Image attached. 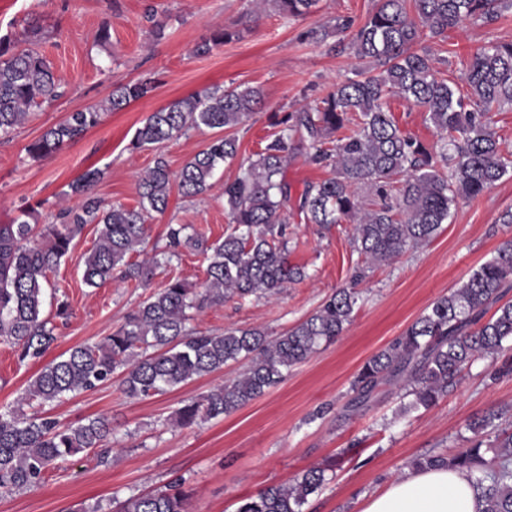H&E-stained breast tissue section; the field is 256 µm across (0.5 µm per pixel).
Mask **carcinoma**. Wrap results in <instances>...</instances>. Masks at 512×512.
<instances>
[{
  "label": "carcinoma",
  "instance_id": "carcinoma-1",
  "mask_svg": "<svg viewBox=\"0 0 512 512\" xmlns=\"http://www.w3.org/2000/svg\"><path fill=\"white\" fill-rule=\"evenodd\" d=\"M319 0H253L250 19L272 8L287 17H303ZM512 8V0H377L365 21L336 18L334 29H354L349 45L327 44V52L351 49L367 62L353 76L313 104L284 112L279 131L264 148L240 164L239 174L224 182V207L232 232L215 242L204 233H187L170 224L168 250L148 262L129 261L144 242L151 213L164 212L172 185L184 198L212 187L216 168L240 153L236 129L261 109L258 88H206L151 113L136 129L135 149L156 148L206 127L224 132L172 173L163 154L138 180L139 204L108 203L91 194L104 171L92 168L71 185L82 197L59 213L61 223L42 228L22 216L0 224V343L16 347L23 358H40L56 341L42 317L48 273L74 250V240L88 224L98 227L93 247L78 256L83 282L97 288L118 279L149 282L157 268L181 248H191L206 262L199 290L180 278L141 302L112 335L92 345L75 346L44 366L30 382L25 400L39 405L61 401L77 391L98 388L120 371L129 398L148 397L211 374L229 361H247L239 378L214 388L177 411L190 426L228 415L279 384L284 371L303 362L342 335L358 303L354 285L365 277L356 268L351 288H339L309 317L279 336L260 328H226L221 334L189 326L191 311L234 298L274 296L309 277L306 267L288 260L286 224L291 187L285 179L288 159L303 149L307 157L330 168L331 176L308 184L297 211L309 224L353 225V241L366 263H385L409 249L430 243L460 199H474L512 174V151L494 127V107L512 105V43H493L475 53L460 79L466 93L433 66L431 50L416 49L423 40H444L448 29L467 21L491 23ZM248 26H226L202 43L213 47L239 40ZM150 77L116 86L108 100L76 110L48 127L28 145L33 159L49 156L98 126L108 112L148 97ZM62 96L61 83L47 58L29 47L0 39V136L9 135L34 107ZM398 96L424 108V121L439 137L429 151L403 133L388 109ZM512 242L482 263L459 288L434 301L400 336L368 358L351 383L348 407L364 406L383 383L402 379L412 400L404 413L429 408L459 382L478 358H495L512 342ZM497 309L484 319L492 305ZM152 353H147L148 349ZM495 414L469 424V446L452 455L434 454L414 461L423 469L445 465L479 473L475 480L480 512H512V431L484 444L496 428ZM111 422L101 416L61 423L28 417L22 408L0 412V493L20 492L39 484L46 471L81 452L109 453ZM327 466L304 470L287 484L272 485L243 500L237 512H302L310 495L326 482ZM189 494L171 486L112 501L113 512H187Z\"/></svg>",
  "mask_w": 512,
  "mask_h": 512
}]
</instances>
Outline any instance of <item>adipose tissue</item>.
<instances>
[{
    "label": "adipose tissue",
    "instance_id": "adipose-tissue-1",
    "mask_svg": "<svg viewBox=\"0 0 512 512\" xmlns=\"http://www.w3.org/2000/svg\"><path fill=\"white\" fill-rule=\"evenodd\" d=\"M362 512H479V503L468 472L434 466L406 472L365 497Z\"/></svg>",
    "mask_w": 512,
    "mask_h": 512
}]
</instances>
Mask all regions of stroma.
I'll return each mask as SVG.
<instances>
[{"instance_id": "35a3bbf8", "label": "stroma", "mask_w": 512, "mask_h": 512, "mask_svg": "<svg viewBox=\"0 0 512 512\" xmlns=\"http://www.w3.org/2000/svg\"><path fill=\"white\" fill-rule=\"evenodd\" d=\"M376 0H320L302 18L268 11L251 23L244 38L196 48L224 26L245 20L250 0H0V36L25 37L28 21L39 20L48 34L39 50L64 86V95L33 111L10 139H0V224L33 210L38 224L48 214L79 202L71 183L86 170H104L94 188L112 203L137 206L138 177L164 155L171 171L215 136L214 130L190 131L164 147L131 150L135 131L152 113L207 87H257L263 108L237 130L240 155L253 156L277 131L280 114L331 92L350 77L357 63L351 51L326 54L306 39L307 31L333 26L335 18L363 21ZM154 11L164 24L155 33L144 18ZM512 42V9L496 22H471L449 30L433 45L436 70L457 80L464 64L481 48ZM152 75L153 94L107 113L101 124L53 155L32 160L27 146L69 112L108 99L113 89ZM388 107L400 127L426 146L436 132L422 108L394 97ZM237 164L221 165L211 189L188 200L171 192L164 213L147 220L142 256L161 251L168 225L185 224L215 241L230 233L224 210V183ZM512 209V178L497 182L481 196L459 201L447 224L426 247L410 250L389 263L373 266L359 284L360 299L351 324L335 342L285 373L283 380L234 413L191 426L175 421L187 401L233 380L241 366L224 369L143 399L128 398L120 376L96 390L63 402L26 406L63 422L108 417L112 450L105 460L83 453L49 469L42 482L25 491L0 494V512H69L79 504L108 505L110 500L161 488L181 479L191 491L189 512H237L241 501L268 486L289 482L314 465L333 464L323 488L309 497L303 512H361L364 495L381 490L422 454L450 455L466 447L469 423L492 410L502 411L501 426L512 423V374L494 375L487 358L475 360L457 387L431 409L403 414L398 383L381 385L358 410L347 407L351 382L363 363L410 326L435 300L456 288L480 264L512 240V224L500 223ZM96 225L75 239V256L48 276L44 315L53 318L55 299L66 296L73 314L58 323L56 341L37 360H20L0 344V408L16 406L30 380L46 361L70 348L111 335L126 315L152 290L172 277L195 287L206 280L201 255L184 248L179 258L159 269L149 286L112 281L97 288L84 284L79 254L90 249ZM350 224L322 229L291 218L288 259L307 267L303 282L272 298L232 299L194 315L192 327L220 333L227 327H258L276 336L313 313L336 289L348 286L359 260Z\"/></svg>"}]
</instances>
